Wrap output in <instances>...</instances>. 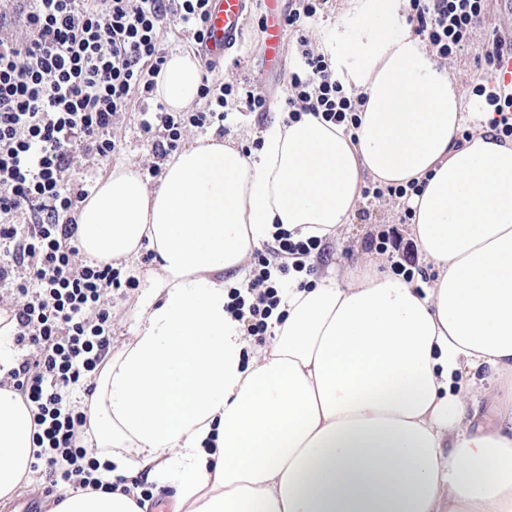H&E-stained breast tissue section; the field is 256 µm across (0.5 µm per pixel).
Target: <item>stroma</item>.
Segmentation results:
<instances>
[{
	"label": "stroma",
	"instance_id": "stroma-1",
	"mask_svg": "<svg viewBox=\"0 0 512 512\" xmlns=\"http://www.w3.org/2000/svg\"><path fill=\"white\" fill-rule=\"evenodd\" d=\"M343 0H328L323 12L313 18L301 19L294 28L285 29L282 41L281 74L267 84L257 82L256 77L264 69L262 34L258 29L257 15H250L240 47L227 57L223 65L218 66L209 78L216 84H229L237 87L240 95L229 98L224 108L223 139L234 143L245 151L254 149V133L270 124L278 115L287 113V93L291 76L299 68V59L294 49L298 36H305L310 45H317L320 37L328 28L336 25L342 17ZM488 24L474 29L471 35L472 49L458 56L444 59L443 64L458 82L465 98H473V87L480 83L484 70L478 63L479 49L487 40L491 27L497 26L496 0H487ZM262 95L267 100V109L263 112L250 111L243 98L244 93ZM114 132L120 139V148L111 160L103 162L98 168H87L83 176L90 183H97L106 177L114 164L127 163L136 168H144L150 161V145L139 127L137 110H130L114 126ZM403 209L392 200H364L359 204L350 224L345 227L342 242L327 240L321 253L317 255L315 269L325 272L330 268H344L356 263L360 257L366 237L379 231L397 227L403 237H410L409 225L403 224L400 217ZM139 289L119 288L112 291V348L121 350L130 336V328L137 316Z\"/></svg>",
	"mask_w": 512,
	"mask_h": 512
}]
</instances>
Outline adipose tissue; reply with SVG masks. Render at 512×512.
Listing matches in <instances>:
<instances>
[{"label":"adipose tissue","mask_w":512,"mask_h":512,"mask_svg":"<svg viewBox=\"0 0 512 512\" xmlns=\"http://www.w3.org/2000/svg\"><path fill=\"white\" fill-rule=\"evenodd\" d=\"M409 8L350 0L318 44L366 99L357 129L278 119L249 154L200 137L157 187L118 164L78 209L87 257L153 254L131 336L83 405L101 464L173 483L174 512H512V142L496 140L492 107L465 112ZM201 83L180 50L155 93L180 112ZM370 179L424 181L408 206L435 279L406 282L379 255L308 288L290 279L272 339L253 345L226 310L225 273L243 274L279 227L341 238ZM33 437L23 395L0 388V501L30 474ZM55 512L142 510L69 487Z\"/></svg>","instance_id":"obj_1"}]
</instances>
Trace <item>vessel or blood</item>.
<instances>
[{"mask_svg": "<svg viewBox=\"0 0 512 512\" xmlns=\"http://www.w3.org/2000/svg\"><path fill=\"white\" fill-rule=\"evenodd\" d=\"M252 0H210L204 40L199 46L202 62H221L240 44ZM265 56L270 66L279 63L282 45L283 13L280 0H265Z\"/></svg>", "mask_w": 512, "mask_h": 512, "instance_id": "vessel-or-blood-1", "label": "vessel or blood"}]
</instances>
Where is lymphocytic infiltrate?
I'll use <instances>...</instances> for the list:
<instances>
[{
    "label": "lymphocytic infiltrate",
    "mask_w": 512,
    "mask_h": 512,
    "mask_svg": "<svg viewBox=\"0 0 512 512\" xmlns=\"http://www.w3.org/2000/svg\"><path fill=\"white\" fill-rule=\"evenodd\" d=\"M25 34L0 37V313L16 321L26 359L0 382L33 407L35 458L51 486L109 490L87 446V415L68 399L70 388L92 393L112 346V291L120 271L83 257L75 243V212L88 197L76 163L112 157L118 118L143 103L139 126L151 144L146 170L160 163L185 134L223 123L231 87L203 82L204 111L145 107L166 56L163 22L173 19L188 40L206 33L209 0H28ZM417 35L444 58L470 45L486 19L485 0H411ZM303 60L293 74L288 118L310 114L358 125L364 96L345 95L323 57L298 37ZM322 238L293 240L278 229L253 252L241 287L228 291V312L247 335H268L290 271L323 250Z\"/></svg>",
    "instance_id": "f902f5d3"
}]
</instances>
